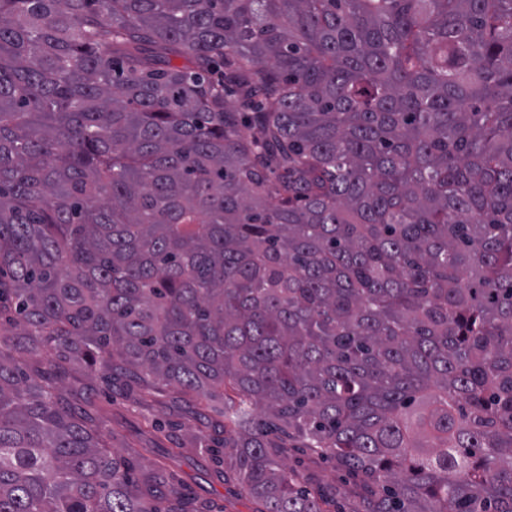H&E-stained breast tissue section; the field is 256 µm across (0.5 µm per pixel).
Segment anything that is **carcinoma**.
<instances>
[{
  "label": "carcinoma",
  "instance_id": "1",
  "mask_svg": "<svg viewBox=\"0 0 512 512\" xmlns=\"http://www.w3.org/2000/svg\"><path fill=\"white\" fill-rule=\"evenodd\" d=\"M2 320L0 512H203L99 380L259 512H512V0H0ZM96 400L102 407V421L112 435V448L123 455L149 466L161 459L156 448H172L167 441H157L145 417L178 426L176 434L183 443V456L171 463L175 480L193 496L201 498L206 510L212 512H255L259 505L240 497L235 486L214 474V460L195 448L192 435L196 430H208L217 421L212 413L185 403L172 393L157 395L152 407L139 402L138 391L113 392L99 388ZM283 464L296 469L305 486L322 485L337 498L349 499L359 487L336 471L333 463L311 455L304 448H285L281 456Z\"/></svg>",
  "mask_w": 512,
  "mask_h": 512
}]
</instances>
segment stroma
Segmentation results:
<instances>
[{
  "mask_svg": "<svg viewBox=\"0 0 512 512\" xmlns=\"http://www.w3.org/2000/svg\"><path fill=\"white\" fill-rule=\"evenodd\" d=\"M96 399L102 407V421L112 435L115 450L142 465H150L160 458V443L148 424L149 419L177 425L184 452L172 468L181 487L201 498L208 512H255V503L240 497L231 482L217 478L214 460L201 454L192 442L196 430H206L215 424V415L166 392L157 395L149 408L140 403L134 391L111 392L101 388L96 392ZM281 460L300 473L304 485H322L328 493L341 499L351 498L355 491L353 481L337 472L330 460L311 455L305 449H284Z\"/></svg>",
  "mask_w": 512,
  "mask_h": 512,
  "instance_id": "35a3bbf8",
  "label": "stroma"
}]
</instances>
